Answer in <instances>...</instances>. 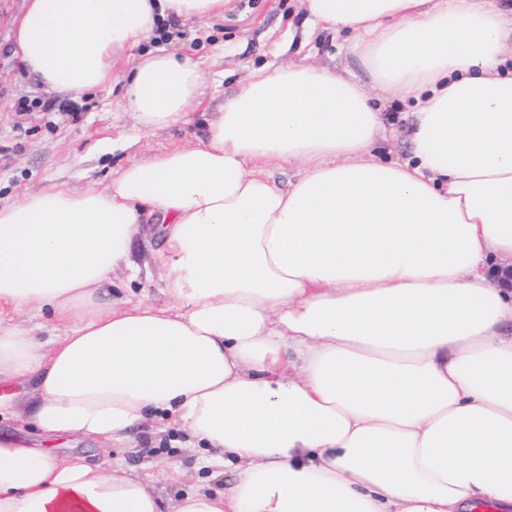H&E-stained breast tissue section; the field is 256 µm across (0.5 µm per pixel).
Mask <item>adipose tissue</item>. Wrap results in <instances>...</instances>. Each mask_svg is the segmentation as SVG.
I'll use <instances>...</instances> for the list:
<instances>
[{
	"label": "adipose tissue",
	"instance_id": "1",
	"mask_svg": "<svg viewBox=\"0 0 512 512\" xmlns=\"http://www.w3.org/2000/svg\"><path fill=\"white\" fill-rule=\"evenodd\" d=\"M228 0H28L27 72L80 96L131 61L136 135L189 123L209 85L190 52L138 53L159 22ZM309 31H348L342 70L260 68L206 141L102 189L0 203V382L30 380L43 436L112 441L153 413L232 469L175 512H512V0H301ZM415 102L411 155L367 92ZM287 165L293 180H278ZM155 223L168 301L102 287ZM52 310L51 343L5 312ZM0 512H166L122 463L0 435Z\"/></svg>",
	"mask_w": 512,
	"mask_h": 512
}]
</instances>
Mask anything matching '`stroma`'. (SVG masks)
Here are the masks:
<instances>
[{"label":"stroma","mask_w":512,"mask_h":512,"mask_svg":"<svg viewBox=\"0 0 512 512\" xmlns=\"http://www.w3.org/2000/svg\"><path fill=\"white\" fill-rule=\"evenodd\" d=\"M25 0H0V146L7 158H0V201L7 203L24 192L48 187L53 181L69 182L82 189L105 187L128 164L167 149L199 144L208 134L206 114L217 102L206 99L191 123L149 134L138 145L114 153L100 154L96 142L118 138L132 124L129 113L118 103L124 87L121 80L78 98L54 93L37 84L13 54V33L25 13ZM306 16L300 0H229L224 15L194 24L175 22L169 39L152 38L144 49L169 52L196 49L207 60L208 72H224V88L232 90L253 70L292 62L324 67H343L339 46L345 34L318 32L305 41ZM113 109H106V102ZM411 102H394L384 111L386 122L395 130L378 147L380 156L402 160L408 157ZM25 136H17L16 126ZM159 243L153 225H145L134 241L132 259L140 270L138 281L130 283L123 270H116L106 292L115 301L147 298L162 305L167 301L158 257ZM10 433L30 447L50 450L58 457L84 455L99 462L104 457L121 458L144 477L151 488L168 503L196 490L223 491L233 475L197 467L198 449L189 447L183 428L172 419L146 423L134 438L107 447L86 443L80 437L61 435L44 438L18 419L0 417V434Z\"/></svg>","instance_id":"35a3bbf8"}]
</instances>
